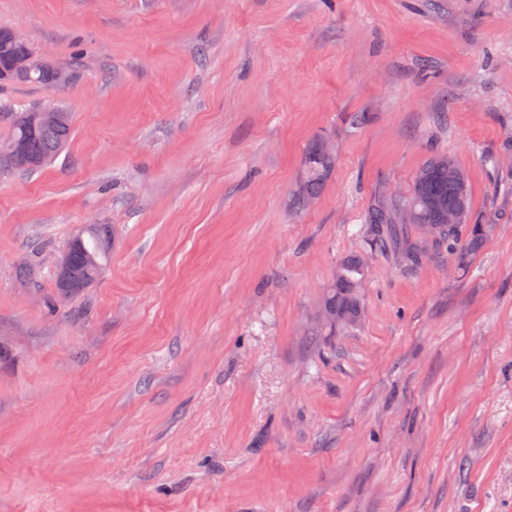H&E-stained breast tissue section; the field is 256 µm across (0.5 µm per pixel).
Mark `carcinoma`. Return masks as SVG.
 <instances>
[{
	"label": "carcinoma",
	"instance_id": "obj_1",
	"mask_svg": "<svg viewBox=\"0 0 512 512\" xmlns=\"http://www.w3.org/2000/svg\"><path fill=\"white\" fill-rule=\"evenodd\" d=\"M10 28L0 27V88L14 84L54 85V72L38 67H21L20 61L35 55L29 46L9 40ZM34 105L13 112H0V120L9 126L8 142L21 143L28 156L55 159L71 141V112L57 104L56 120L42 122ZM335 163L333 151L316 141L305 152L304 178L288 198V207L297 211L316 198L320 185ZM458 214L455 224L448 223V210ZM371 243L380 252H394L416 264L426 253V244L453 247L466 239V249H475L483 236L484 224L471 209L468 178L456 160L446 153L431 154L417 173L406 195L380 194L363 217ZM109 241L106 229L91 224L83 236L75 238L64 253L57 287L69 294L89 287L107 261ZM364 259L344 260L336 282L321 300V321L328 328L352 324L361 316L360 288L364 279Z\"/></svg>",
	"mask_w": 512,
	"mask_h": 512
}]
</instances>
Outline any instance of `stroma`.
<instances>
[{
  "mask_svg": "<svg viewBox=\"0 0 512 512\" xmlns=\"http://www.w3.org/2000/svg\"><path fill=\"white\" fill-rule=\"evenodd\" d=\"M0 26L78 70L0 91L74 127L0 178V512H512V0H0ZM434 151L478 249L371 250L368 205ZM90 224L108 261L60 295ZM352 255L362 319L316 335ZM335 163L332 150H326L324 142L317 140L305 152L302 167L304 178L288 198V207L297 211L309 205L316 198L320 185L330 173Z\"/></svg>",
  "mask_w": 512,
  "mask_h": 512,
  "instance_id": "1",
  "label": "stroma"
}]
</instances>
